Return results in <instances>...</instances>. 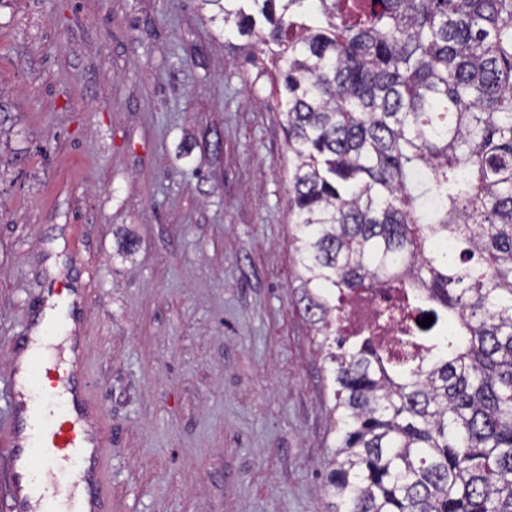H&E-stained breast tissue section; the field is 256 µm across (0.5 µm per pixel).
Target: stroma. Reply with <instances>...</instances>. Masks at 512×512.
Returning <instances> with one entry per match:
<instances>
[{
  "label": "stroma",
  "mask_w": 512,
  "mask_h": 512,
  "mask_svg": "<svg viewBox=\"0 0 512 512\" xmlns=\"http://www.w3.org/2000/svg\"><path fill=\"white\" fill-rule=\"evenodd\" d=\"M199 0L0 8V512L31 312L78 289L110 512H325L333 385L298 303L265 46Z\"/></svg>",
  "instance_id": "obj_1"
}]
</instances>
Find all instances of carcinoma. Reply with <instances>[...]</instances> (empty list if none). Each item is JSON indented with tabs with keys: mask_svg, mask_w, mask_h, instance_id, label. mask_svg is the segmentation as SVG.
I'll return each instance as SVG.
<instances>
[{
	"mask_svg": "<svg viewBox=\"0 0 512 512\" xmlns=\"http://www.w3.org/2000/svg\"><path fill=\"white\" fill-rule=\"evenodd\" d=\"M279 68L328 512H512V0H201ZM393 288L376 330L342 304ZM417 311L433 322L384 335Z\"/></svg>",
	"mask_w": 512,
	"mask_h": 512,
	"instance_id": "1",
	"label": "carcinoma"
}]
</instances>
